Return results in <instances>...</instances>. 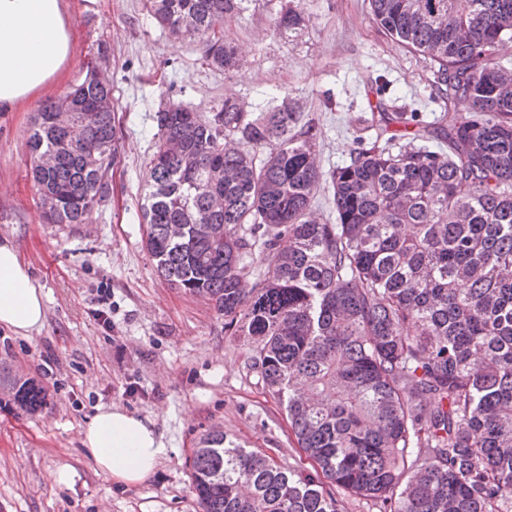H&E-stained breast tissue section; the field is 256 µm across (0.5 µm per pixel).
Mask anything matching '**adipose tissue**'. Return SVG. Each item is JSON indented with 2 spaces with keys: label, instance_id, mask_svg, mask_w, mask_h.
<instances>
[{
  "label": "adipose tissue",
  "instance_id": "ef3b65f1",
  "mask_svg": "<svg viewBox=\"0 0 512 512\" xmlns=\"http://www.w3.org/2000/svg\"><path fill=\"white\" fill-rule=\"evenodd\" d=\"M71 52L63 0H0V112H13L43 91ZM45 317V294L10 239H0V326L27 334ZM82 445L117 483H143L166 453L151 420L120 408L98 409Z\"/></svg>",
  "mask_w": 512,
  "mask_h": 512
}]
</instances>
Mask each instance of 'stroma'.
I'll return each instance as SVG.
<instances>
[{
  "label": "stroma",
  "instance_id": "1",
  "mask_svg": "<svg viewBox=\"0 0 512 512\" xmlns=\"http://www.w3.org/2000/svg\"><path fill=\"white\" fill-rule=\"evenodd\" d=\"M72 52L50 88L58 98L95 66L112 84L123 129L110 195L82 224H48L30 177V127L42 101L0 112V236L9 237L46 301L42 326L20 335L0 326V362L39 381L46 406L27 415L0 402V512H202L189 460L200 437L220 429L285 468L306 460L276 399L250 370L244 337L204 298L171 287L155 271L138 216L160 104L221 108L287 88L322 135L328 169L371 140V106L441 117L428 61L383 35L368 0H307L312 25L288 45L273 32L267 0H250L232 21L241 65L202 64L199 39H177L153 23L143 0H64ZM390 88L377 93L371 78ZM118 407L153 421L166 454L145 483L123 486L97 470L80 432L97 409ZM69 485L55 482L61 467Z\"/></svg>",
  "mask_w": 512,
  "mask_h": 512
}]
</instances>
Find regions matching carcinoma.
<instances>
[{"instance_id": "cac0c4a2", "label": "carcinoma", "mask_w": 512, "mask_h": 512, "mask_svg": "<svg viewBox=\"0 0 512 512\" xmlns=\"http://www.w3.org/2000/svg\"><path fill=\"white\" fill-rule=\"evenodd\" d=\"M248 0H145L177 38L205 43L203 64L238 66L224 26ZM279 0L274 34L290 45L312 15ZM378 28L433 64L444 125L381 112L371 146L327 171L321 131L288 92L203 116L155 112L141 220L156 271L210 300L247 337L251 367L278 400L313 471L285 470L212 430L192 457L203 512H343L328 486L380 512H512V0H369ZM112 97L94 74L44 106L29 136L49 224H81L106 201L119 155L112 111L58 128L57 112ZM471 105L455 111L458 100ZM101 147L85 168L73 138ZM55 154L50 169L42 166ZM332 190L336 223L311 215ZM259 255L249 285L241 266ZM34 415L37 382L0 365V391Z\"/></svg>"}]
</instances>
